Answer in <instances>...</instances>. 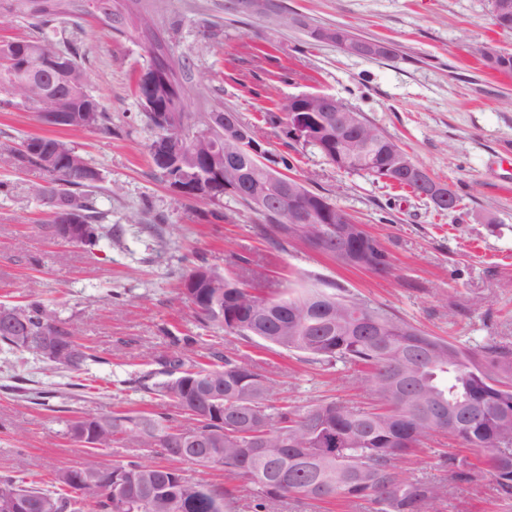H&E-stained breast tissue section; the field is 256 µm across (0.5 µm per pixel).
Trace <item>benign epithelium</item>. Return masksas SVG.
Wrapping results in <instances>:
<instances>
[{"instance_id":"obj_1","label":"benign epithelium","mask_w":512,"mask_h":512,"mask_svg":"<svg viewBox=\"0 0 512 512\" xmlns=\"http://www.w3.org/2000/svg\"><path fill=\"white\" fill-rule=\"evenodd\" d=\"M237 7L254 15L265 16L270 11L269 0H237ZM492 13L495 21L501 27L512 26V0H492ZM310 36L318 42L336 43V46L345 53L365 56L377 49L374 42L353 36L342 28H312ZM41 68L56 76L67 73L66 90L63 96L40 79L8 80L0 85L1 93H19L24 100L42 102L44 99L52 101L49 109L51 119L62 128L69 127V123L79 113L82 102L75 92L78 81L75 72L69 66L68 56L57 51L52 54H39ZM159 75L153 69L144 70L139 76V84L144 88L142 99L146 110L157 113V119L163 128L169 127L173 122L171 115L163 111L159 97L175 96L178 91L168 86L165 93L156 90ZM290 112H319L324 120L336 125V128L349 133V136L338 139L342 152L337 154L338 159L344 156H354L363 151L362 140L364 134L361 130L362 120L358 113L347 106L336 103L333 96L324 94L302 93L288 101ZM210 126L221 129V138L235 142L238 153L231 154L224 150L216 138L205 132L190 134L184 132L177 136H168L159 133L150 144L152 155L165 163L177 154L190 149L203 147V157L224 158V192L244 197L251 202V210L257 212L273 211L288 224H300V234L304 238L312 237L315 224H351L353 220L347 212L333 204H325L318 200L317 205L309 203L311 194L303 183L288 176L285 170L268 161L270 154L264 150L266 142L257 137L253 130L241 121L235 112H213L210 115ZM247 158L254 168L261 171L266 185H277L279 190L271 193L256 190L250 182L247 171L242 168L240 160Z\"/></svg>"}]
</instances>
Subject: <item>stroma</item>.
<instances>
[{
    "label": "stroma",
    "mask_w": 512,
    "mask_h": 512,
    "mask_svg": "<svg viewBox=\"0 0 512 512\" xmlns=\"http://www.w3.org/2000/svg\"><path fill=\"white\" fill-rule=\"evenodd\" d=\"M281 12L248 15L228 0H165L151 11L155 29L180 63L186 123L229 110L252 125L271 153L287 156L289 176L328 196L380 244L391 266L381 276L343 266L300 240L280 241L261 216L232 196L221 207L174 194L153 167V133L134 93L150 55L91 17H65L44 29L0 9V41L45 35L76 46L87 90L112 115V131H70L45 124L20 95H0V303L40 297L70 322L99 360L82 378L49 372L40 358L0 350V477L48 479L77 466L85 449L66 420L88 413L153 411L162 400L134 389L172 339L200 337L232 355L246 344L197 321L183 294L190 269L257 280L285 297L334 281L371 306L435 336L479 351L512 349V75L483 65L480 50L512 52V33L492 25L490 0H276ZM312 27H343L389 43L391 57H362L313 41ZM302 93L341 99L458 197L453 213L365 172H345L316 149L287 140L263 119L272 103ZM65 142L102 174L90 199L111 225L96 246L72 245L43 231L47 206L37 195L46 173L18 166L13 150L29 137ZM223 212L215 219L213 209ZM263 372L281 402H365L366 375L306 355L265 352ZM29 389L52 390L51 405ZM442 512H512L488 471L449 484Z\"/></svg>",
    "instance_id": "35a3bbf8"
}]
</instances>
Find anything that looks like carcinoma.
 <instances>
[{
	"label": "carcinoma",
	"mask_w": 512,
	"mask_h": 512,
	"mask_svg": "<svg viewBox=\"0 0 512 512\" xmlns=\"http://www.w3.org/2000/svg\"><path fill=\"white\" fill-rule=\"evenodd\" d=\"M23 19L48 22L61 15H89L116 35L143 37L155 43L152 64L181 87L180 64L168 52L164 39L147 30L141 0H120L127 21L90 7L108 0H0ZM43 40L20 39L0 44V81L42 73L30 51ZM93 117L73 130L112 131V115L88 99ZM264 119L291 137L293 119L287 112L267 110ZM321 142L315 146L334 163L336 141L319 124L309 125ZM404 150L382 134L369 149L373 165L365 168L354 159L342 170L365 171L377 178L390 175L393 152ZM73 149L50 137H29L13 153L17 165L43 167L45 155H56L59 167L48 171V185L39 196L49 209L67 204L80 212L78 239L67 235L69 225L55 216L45 225L54 239L76 245L93 244L112 228L97 223L89 192L102 181L100 171L85 164L74 173L63 163ZM176 172L182 177L213 180L206 160L184 154ZM311 249L329 255L347 244L364 268L378 274L389 270L387 255L377 241L356 224H321ZM228 282L221 303L213 305L219 289L210 282ZM185 292L199 322L215 326L247 342L311 357L317 363H342L368 372L373 402L354 407L336 400L292 407L273 402L275 385L247 357L212 352L213 363H191L197 336L174 337L175 350L155 359L158 369L130 380L133 388L172 402L176 413L112 412L87 414L67 421V434L89 444L97 435L100 448L133 445L165 457L169 464L136 460L103 464L93 456L77 466L59 470L42 485L18 476L0 478V499L17 491L28 492L23 512H226L234 500L236 483L247 481L259 489L255 512L290 496L312 502L340 497L349 504L365 502L371 512H440L446 485L410 477L399 466L433 433L473 451L490 473L499 496L512 501V351L488 345L479 352L431 336L406 320L335 286L309 289L288 297H265L251 292L232 277L203 266L185 279ZM336 308L333 321L320 308ZM23 322L26 341L11 326L0 322V349L36 353L37 340L56 337L77 361H46L47 370L81 374L100 358L80 343L72 325L58 318L41 298L24 305L0 304V313ZM473 400L475 414L456 430L436 420L437 409ZM439 465L455 482L473 479L476 464L450 448L438 455ZM192 463L224 472V481L185 477L181 464Z\"/></svg>",
	"instance_id": "1"
}]
</instances>
